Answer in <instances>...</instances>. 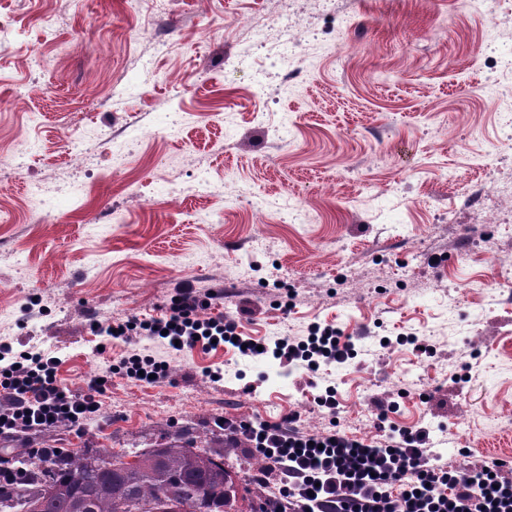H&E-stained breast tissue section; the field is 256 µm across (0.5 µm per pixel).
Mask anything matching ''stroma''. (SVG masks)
I'll return each instance as SVG.
<instances>
[{
	"mask_svg": "<svg viewBox=\"0 0 512 512\" xmlns=\"http://www.w3.org/2000/svg\"><path fill=\"white\" fill-rule=\"evenodd\" d=\"M510 60L512 0H0V345L73 389L127 354L170 366L113 376L82 434L0 450L218 448V417L290 414L383 440L392 404L444 462L512 459V196H477L512 182ZM184 282L244 335L332 323L357 355L312 372L96 332Z\"/></svg>",
	"mask_w": 512,
	"mask_h": 512,
	"instance_id": "35a3bbf8",
	"label": "stroma"
}]
</instances>
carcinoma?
Instances as JSON below:
<instances>
[{
	"instance_id": "obj_1",
	"label": "carcinoma",
	"mask_w": 512,
	"mask_h": 512,
	"mask_svg": "<svg viewBox=\"0 0 512 512\" xmlns=\"http://www.w3.org/2000/svg\"><path fill=\"white\" fill-rule=\"evenodd\" d=\"M235 447L198 448L178 436L129 463L108 452L70 453L45 463L50 481L30 472L27 484L0 493V506L37 512H231L236 487L224 456Z\"/></svg>"
}]
</instances>
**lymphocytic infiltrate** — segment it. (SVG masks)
Wrapping results in <instances>:
<instances>
[{"label": "lymphocytic infiltrate", "instance_id": "lymphocytic-infiltrate-1", "mask_svg": "<svg viewBox=\"0 0 512 512\" xmlns=\"http://www.w3.org/2000/svg\"><path fill=\"white\" fill-rule=\"evenodd\" d=\"M210 307V295L187 285L162 316L134 317L107 325L104 332L115 339L163 336L183 348L213 339L234 342L257 355L258 339L240 337L236 318L210 315ZM275 353L285 363L301 359L315 368L345 362L352 344L336 326H316L307 342L279 339ZM57 366L53 357L21 352L9 357L0 350V438L62 426L82 430L97 417L113 375L135 381L144 374L159 381L168 375L165 362L132 355L78 391L58 381ZM217 424L225 436L247 441L268 459V469L254 473L255 483L267 484L273 470L282 475L257 512H512V463L432 464L429 434L421 428L401 429L397 440L382 443L338 429L314 436L265 421L221 417Z\"/></svg>", "mask_w": 512, "mask_h": 512}]
</instances>
